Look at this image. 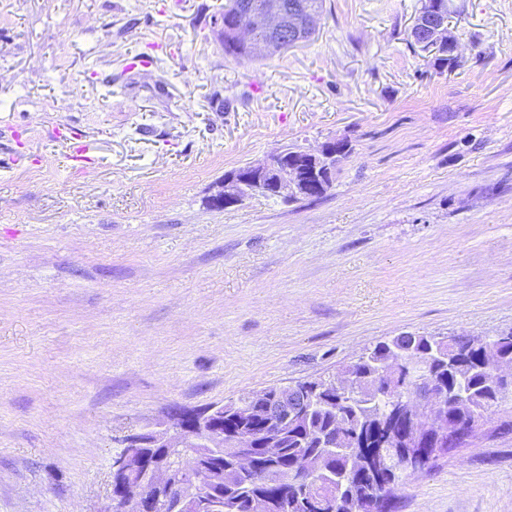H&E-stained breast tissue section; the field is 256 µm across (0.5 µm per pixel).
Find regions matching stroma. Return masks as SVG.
I'll return each instance as SVG.
<instances>
[{"label":"stroma","instance_id":"obj_1","mask_svg":"<svg viewBox=\"0 0 512 512\" xmlns=\"http://www.w3.org/2000/svg\"><path fill=\"white\" fill-rule=\"evenodd\" d=\"M224 2L0 0V512H102L121 439L172 409L512 332V0H451L443 74L420 0H324L310 41L240 59ZM342 136L320 198L213 205ZM393 502L512 512V399ZM450 2L449 0H422L418 14L427 13L428 9H433L437 6L436 13L441 14L443 19H436V15L432 14L429 15L427 21L423 19L416 21L411 29L412 40L421 47L412 41L411 46H415L423 53L422 56L428 59V62L439 74L454 69L458 62V55L454 54L456 62L452 56V49L448 47V44H451L453 52H456L453 34L447 24L451 13ZM444 19H447V22ZM443 41H448V44H442L437 48L429 49V47L440 44Z\"/></svg>","mask_w":512,"mask_h":512}]
</instances>
